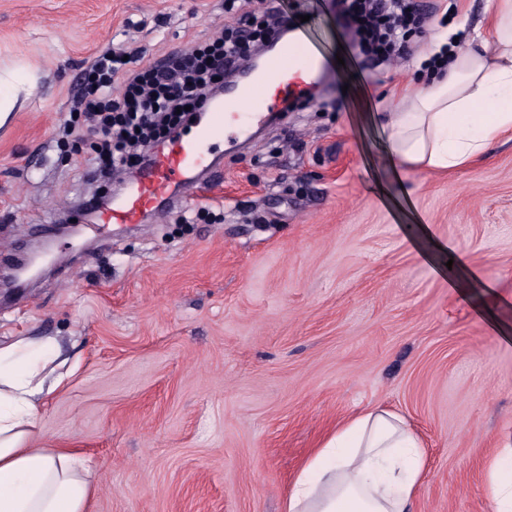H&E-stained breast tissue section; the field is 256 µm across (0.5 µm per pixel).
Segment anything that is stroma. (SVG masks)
Returning <instances> with one entry per match:
<instances>
[{"instance_id": "35a3bbf8", "label": "stroma", "mask_w": 512, "mask_h": 512, "mask_svg": "<svg viewBox=\"0 0 512 512\" xmlns=\"http://www.w3.org/2000/svg\"><path fill=\"white\" fill-rule=\"evenodd\" d=\"M326 60L316 103L221 152L217 218L84 225L0 300V344L56 336L78 369L38 443L90 466L88 512H285L306 460L356 412L404 415L426 449L414 512H493L487 463L512 442V140L468 167L393 174L377 112L425 83L440 39L468 43L485 0H421L399 65L361 66L340 0H287ZM224 0H0V64L30 73L0 134V248L59 223L100 182L63 138L100 53L157 59L235 24ZM477 273L494 295L470 282Z\"/></svg>"}]
</instances>
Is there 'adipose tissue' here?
<instances>
[{
  "mask_svg": "<svg viewBox=\"0 0 512 512\" xmlns=\"http://www.w3.org/2000/svg\"><path fill=\"white\" fill-rule=\"evenodd\" d=\"M485 15L488 37L458 50L447 76L388 116L393 171L460 169L512 132V0H486ZM73 371L53 337L0 346V512H86L84 460L34 443L41 405ZM424 473V448L405 417L369 408L307 460L286 512H414ZM488 482L495 512H512L511 454L490 460Z\"/></svg>",
  "mask_w": 512,
  "mask_h": 512,
  "instance_id": "ef3b65f1",
  "label": "adipose tissue"
}]
</instances>
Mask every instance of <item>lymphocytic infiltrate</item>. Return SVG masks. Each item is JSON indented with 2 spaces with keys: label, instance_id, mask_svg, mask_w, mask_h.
I'll list each match as a JSON object with an SVG mask.
<instances>
[{
  "label": "lymphocytic infiltrate",
  "instance_id": "f902f5d3",
  "mask_svg": "<svg viewBox=\"0 0 512 512\" xmlns=\"http://www.w3.org/2000/svg\"><path fill=\"white\" fill-rule=\"evenodd\" d=\"M346 11L357 24L359 47L371 60L387 63L409 55L411 36L427 21L410 0H349ZM280 26L279 8L269 0L263 22L241 12L236 27L205 43L173 50L161 60L108 50L83 75L78 101L84 126L94 134L88 160L91 176L108 180L114 171L141 167L151 149L195 118L223 84L225 75ZM124 89L121 104L112 102V86Z\"/></svg>",
  "mask_w": 512,
  "mask_h": 512
}]
</instances>
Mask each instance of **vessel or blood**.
<instances>
[{"label":"vessel or blood","instance_id":"b4317fda","mask_svg":"<svg viewBox=\"0 0 512 512\" xmlns=\"http://www.w3.org/2000/svg\"><path fill=\"white\" fill-rule=\"evenodd\" d=\"M289 58L280 88H268L266 71L279 69ZM322 61L300 41L291 39L272 50L261 72L235 76L224 87V100L202 112L192 137L172 136L167 148L151 152L136 173L127 195L103 211L101 224L135 226L160 208L185 207L210 191L221 171L213 158L218 144H245L253 136L252 125L265 122L276 111L281 89L300 93L310 88L321 72Z\"/></svg>","mask_w":512,"mask_h":512}]
</instances>
